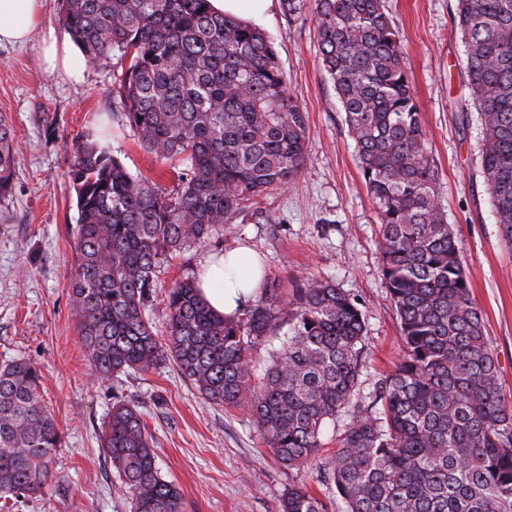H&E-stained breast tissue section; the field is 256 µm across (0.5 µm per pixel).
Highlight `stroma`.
<instances>
[{
	"label": "stroma",
	"instance_id": "35a3bbf8",
	"mask_svg": "<svg viewBox=\"0 0 512 512\" xmlns=\"http://www.w3.org/2000/svg\"><path fill=\"white\" fill-rule=\"evenodd\" d=\"M398 28L429 146L438 192L462 248L472 297L512 400V246L501 236L479 172L477 123L461 125L457 99L463 53L456 0H385ZM60 0H44L43 27L23 48L0 46V113L17 147L10 194L0 197V363L24 358L43 375L40 393L62 434L56 474L18 512H130L98 440L115 398L134 401L156 447L162 475L181 490L186 512H278L282 494L303 482L323 492L315 465L291 469L269 453L249 411L205 403L173 364L119 378L91 375L77 332L70 287L78 212L69 186L77 140L112 129V153L165 188L177 184L126 126L112 92L116 66H92L74 84L44 71L39 47L58 28ZM260 26L275 42L288 91L308 116L309 161L300 178L249 208L206 244L163 256L161 286L192 276L204 257L240 245L261 258L282 289L301 279L332 281L355 296L366 318L361 395L402 355L384 287L379 226L355 144L321 62L312 8L295 18L274 6Z\"/></svg>",
	"mask_w": 512,
	"mask_h": 512
}]
</instances>
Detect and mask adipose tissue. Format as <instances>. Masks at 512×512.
<instances>
[{
	"instance_id": "obj_1",
	"label": "adipose tissue",
	"mask_w": 512,
	"mask_h": 512,
	"mask_svg": "<svg viewBox=\"0 0 512 512\" xmlns=\"http://www.w3.org/2000/svg\"><path fill=\"white\" fill-rule=\"evenodd\" d=\"M43 0H0V44L25 45L30 31L42 21ZM46 71L82 82L87 71L82 48L71 39L49 34L42 42ZM259 262L242 248L212 253L199 267L200 290L215 313L229 316L244 309L256 296Z\"/></svg>"
}]
</instances>
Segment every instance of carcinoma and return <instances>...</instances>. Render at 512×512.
<instances>
[{
    "label": "carcinoma",
    "instance_id": "1",
    "mask_svg": "<svg viewBox=\"0 0 512 512\" xmlns=\"http://www.w3.org/2000/svg\"><path fill=\"white\" fill-rule=\"evenodd\" d=\"M313 3L323 68L357 149L379 224L381 272L402 359L358 398L365 316L336 285L292 289L263 277L243 313H214L197 278L164 289L166 342L151 321L161 257L224 231L257 196L298 179L308 119L288 93L274 43L208 0H61L60 23L90 65L114 58L126 124L159 159L183 166L167 190L133 174L96 140L74 149L78 264L71 281L83 355L97 377L172 362L213 405L245 406L269 452L316 462L329 496L303 483L278 512H512V403L470 292L461 247L440 204L435 162L384 0ZM464 44L459 99L479 119L480 168L502 237L512 243V0H456ZM17 152L0 115V196ZM287 328L257 367L253 352ZM43 376L23 358L0 365V510L46 489L61 435ZM352 418L325 457L327 426ZM99 442L132 512H185L159 471L138 406L118 398Z\"/></svg>",
    "mask_w": 512,
    "mask_h": 512
}]
</instances>
